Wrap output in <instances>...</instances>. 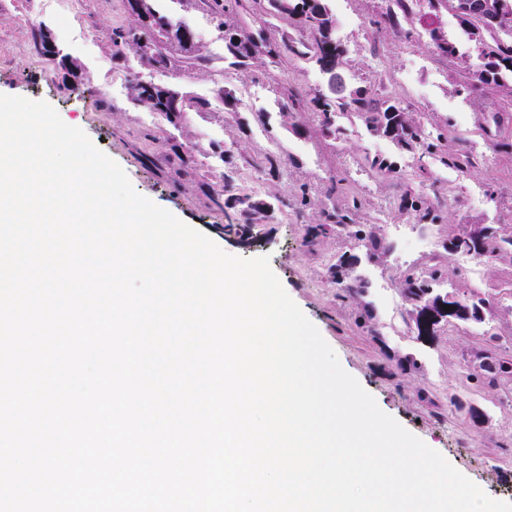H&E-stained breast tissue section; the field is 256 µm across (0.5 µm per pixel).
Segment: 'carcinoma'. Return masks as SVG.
Returning <instances> with one entry per match:
<instances>
[{
	"label": "carcinoma",
	"mask_w": 512,
	"mask_h": 512,
	"mask_svg": "<svg viewBox=\"0 0 512 512\" xmlns=\"http://www.w3.org/2000/svg\"><path fill=\"white\" fill-rule=\"evenodd\" d=\"M427 2L430 12L416 15L414 0H390L381 18L373 21L376 26L389 27L410 38L413 31L403 30L401 21L418 20L436 44L439 54L445 58L453 57L458 49L455 43L444 38L434 27L433 13L438 11L441 0H419ZM152 0H123L129 20L126 24L111 27L108 35L112 45L119 48L112 59L116 63L126 62L127 54L133 53L151 67L172 74L187 69L205 71L209 68L208 58L200 52L193 32L168 21V17L157 12L151 5ZM211 17L215 28L223 33L227 52L234 58L233 65L242 66L246 61L263 55L276 64L289 56L307 58L315 61L329 79H334L345 54L342 45L336 41L334 20L327 7L328 0H254L260 10H267L291 22L298 38L288 40H270L265 37L264 30L259 28H243L229 25L224 17L240 6L241 0H199ZM463 28L474 35L486 32L491 42L482 43L484 64L475 77L478 85L492 84L499 87L512 86V17L505 20L497 28L479 25L466 14L458 15ZM30 45L33 55L41 62L55 59L49 56V47L53 45L50 32L42 27L30 29ZM57 65L65 70L62 77V89H76L72 78L76 77V67L65 56L60 57ZM133 99L152 112L162 115L166 121L177 127L183 122L187 111L206 112L211 109L212 102L202 98L189 96L176 83L169 85L148 84L136 78L131 80ZM213 93L224 111L232 112L236 103L232 92L224 88V79L214 80ZM291 106L304 112H311L320 118L322 132L327 136L336 135V116L354 114L362 118L371 130L389 137L403 150H421L435 154L440 163L459 171H466L474 166L473 156L448 151V130L437 127L427 128L413 119L398 103L383 98L385 87L365 85L348 92L338 91L329 86V93L312 90L305 94L286 91ZM231 178L221 175L219 179L207 184L213 203L220 209H229L239 216V222L224 225L227 232L246 240L252 228L268 209V205L249 195L228 193ZM342 188L333 186L326 195L314 222L307 225L305 245L315 244L320 237L332 232L345 234L354 240L356 245L365 251L369 258L382 253V242L366 225L356 223L355 216L361 208V202L352 198L343 209L336 207L334 194ZM398 208L413 210L419 221L435 219L434 206L421 198L406 193L400 198ZM448 253H467L495 259L504 253L512 254V236L503 237L494 232L486 233L474 239L473 232L465 227L448 238L445 246ZM358 258L340 257L329 268V276L333 283L342 288L337 294L339 298H355L363 292V286L356 283H345L348 271L357 263ZM447 270L439 261L429 267L428 274L406 273L402 280V290L410 305L420 306L437 300L452 306L447 313L451 322H470L482 319L483 309L490 304V299H460L448 294L437 292ZM478 371L483 379L493 384L499 376L506 374L503 366H512V357L499 353L492 345L486 346L478 354Z\"/></svg>",
	"instance_id": "carcinoma-1"
}]
</instances>
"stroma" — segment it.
Here are the masks:
<instances>
[{
	"label": "stroma",
	"mask_w": 512,
	"mask_h": 512,
	"mask_svg": "<svg viewBox=\"0 0 512 512\" xmlns=\"http://www.w3.org/2000/svg\"><path fill=\"white\" fill-rule=\"evenodd\" d=\"M153 6L194 33L214 71L234 91L235 114L190 111L176 128L133 103L106 35L107 27L127 20L121 0H40L36 7L29 0H0V93L51 104L124 170L137 193L225 252L269 256L286 292L379 408L487 495L512 503V377L492 385L471 379L489 337L512 354V256L474 267L444 249L463 225L512 236V97L502 90H468L483 64L478 42L466 41L464 58L446 59L429 38L406 42L374 26L384 0H328L336 37L346 50L339 71L347 86L403 81L395 96L400 106L425 125H447L449 150L475 158V166L459 174L421 151L398 150L356 117L341 118L335 137L323 136L315 116L287 109L276 87L280 81L299 90L324 85L315 65L292 57L276 66L261 55L235 68L199 0H154ZM34 25L46 27L78 66V90H59L53 65L30 55L28 31ZM148 132L158 134V142L145 140ZM236 139L254 156L274 155L282 177L225 164L213 147ZM176 146L190 150L189 167L174 158ZM374 158L391 162L394 172L371 179L362 163ZM223 173L231 176L233 193L258 195L270 205L248 241L225 233L224 214L208 196L206 182ZM337 181L346 187L336 196L337 207H345L349 196L360 199L357 221L381 238L380 257H363L343 235L305 246L314 212L295 205L293 190L307 185L317 203ZM405 185L416 196L442 202L437 223L421 224L415 212L399 209ZM344 255L358 257L350 276L365 286L362 295L345 302L328 275ZM435 258L448 269L442 292L485 296L490 305L481 321L444 323L435 336L421 339L409 320L401 281L407 269L428 268ZM366 305L374 316L371 333L358 323ZM469 406L484 413L482 423L467 419Z\"/></svg>",
	"instance_id": "1"
}]
</instances>
